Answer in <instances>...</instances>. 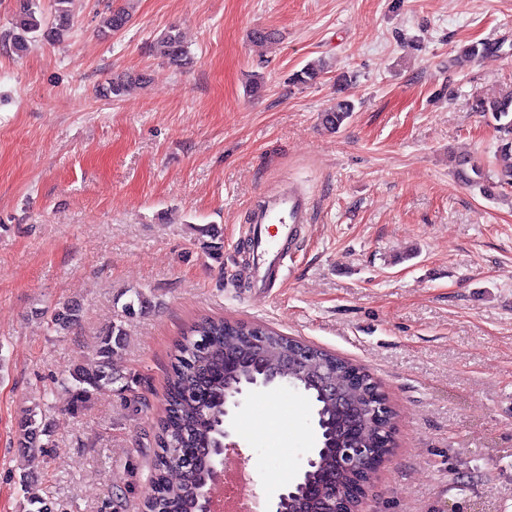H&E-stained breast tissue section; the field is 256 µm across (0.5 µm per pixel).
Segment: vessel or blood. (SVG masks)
Returning a JSON list of instances; mask_svg holds the SVG:
<instances>
[{
  "mask_svg": "<svg viewBox=\"0 0 512 512\" xmlns=\"http://www.w3.org/2000/svg\"><path fill=\"white\" fill-rule=\"evenodd\" d=\"M309 221V201L289 189L281 191L253 213L252 250L257 256L258 282L267 283L278 265L282 246L293 241Z\"/></svg>",
  "mask_w": 512,
  "mask_h": 512,
  "instance_id": "obj_1",
  "label": "vessel or blood"
}]
</instances>
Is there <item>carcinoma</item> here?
Masks as SVG:
<instances>
[{
  "label": "carcinoma",
  "instance_id": "1",
  "mask_svg": "<svg viewBox=\"0 0 512 512\" xmlns=\"http://www.w3.org/2000/svg\"><path fill=\"white\" fill-rule=\"evenodd\" d=\"M69 0H55L52 18L41 12L37 0H16L12 22V48L18 55L27 53L39 40L59 42L72 29V18L67 8ZM130 13L122 7L112 10L102 19V25L112 32L123 30ZM154 47L170 63L178 65L187 54L183 37L175 28H169L156 38ZM324 72V65L311 63L293 74L298 84H312ZM144 82L140 74H117L103 88V94L118 98L131 86ZM494 122V128L503 133L495 151L494 169L468 157L454 158V174L458 181L472 187L488 199L502 194L512 186V93L494 98L478 99L473 104ZM353 105L345 100L321 113V124L335 131L349 118ZM218 232L201 231L200 249L214 259L220 258L221 245L216 243ZM150 305V299L140 290L131 292L122 305L123 315H132L135 309ZM80 308L64 305L53 309L49 329L66 333L79 325ZM264 345L253 343L249 325L222 318L204 317L193 322L176 344L174 360L167 376L164 415L153 436L155 445L153 474L150 489L143 501V512H196V492L208 472V457L200 450L213 448L223 442L224 379L236 377L243 382L261 379L262 372L286 371L290 385L303 390L315 404L321 447L317 449V463L304 473L302 483L314 490L308 494L294 489L282 504V512H324L320 488L339 481L350 485L353 475L336 473V448L344 441L360 443L367 448H383V436L393 428V410L387 418L375 419L370 407L375 399L384 397L380 385L360 366L338 357L335 353L284 336L265 327ZM125 336L122 321L112 322L100 334L97 361L90 367H79L57 380V384L71 394L73 409L89 402L97 393L112 388L120 378L112 375L110 361L122 347ZM324 373L336 386L346 402L340 410L326 399L314 385L313 378ZM18 444L21 453L37 459L44 447L40 436L45 426L38 420L37 407L23 412L18 424Z\"/></svg>",
  "mask_w": 512,
  "mask_h": 512
}]
</instances>
